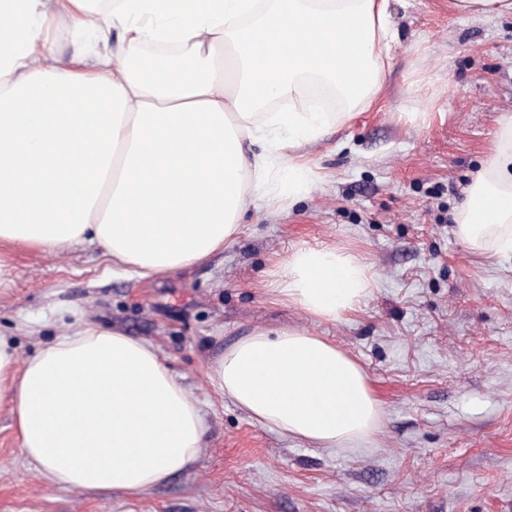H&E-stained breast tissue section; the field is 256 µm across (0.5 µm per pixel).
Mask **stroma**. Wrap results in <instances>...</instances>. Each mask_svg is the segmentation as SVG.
Returning <instances> with one entry per match:
<instances>
[{"label": "stroma", "mask_w": 512, "mask_h": 512, "mask_svg": "<svg viewBox=\"0 0 512 512\" xmlns=\"http://www.w3.org/2000/svg\"><path fill=\"white\" fill-rule=\"evenodd\" d=\"M397 40L375 107L305 151L316 185L291 206L248 207L205 262L143 280L93 244L13 251L0 336L19 359L87 326L154 345L200 400L198 461L158 487L88 496L44 484L0 406V512H512V254L455 234L474 176L512 114V15L397 0ZM363 263L371 294L320 321L270 288L292 250ZM295 327L353 356L380 402L374 442L323 448L259 424L206 377L257 328Z\"/></svg>", "instance_id": "1"}]
</instances>
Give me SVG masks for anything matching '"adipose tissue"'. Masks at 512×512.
<instances>
[{
    "instance_id": "1",
    "label": "adipose tissue",
    "mask_w": 512,
    "mask_h": 512,
    "mask_svg": "<svg viewBox=\"0 0 512 512\" xmlns=\"http://www.w3.org/2000/svg\"><path fill=\"white\" fill-rule=\"evenodd\" d=\"M61 17L82 37L68 65ZM395 40L391 0H0V287L18 246L96 243L148 280L223 250L247 199L281 205L310 188L304 146L376 103ZM311 75L345 111H265ZM456 233L479 253L512 251V115ZM371 287L352 255L300 248L277 293L336 322ZM207 378L296 438L332 448L378 429L361 366L307 331L254 329ZM1 403L41 480L83 494L146 492L193 465L206 434L158 351L107 328L58 336L22 364L0 338Z\"/></svg>"
}]
</instances>
